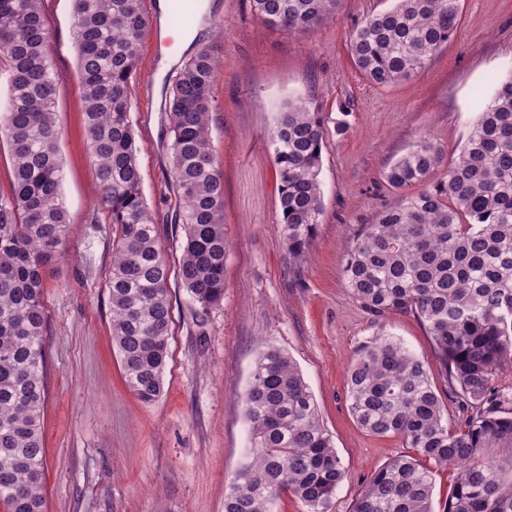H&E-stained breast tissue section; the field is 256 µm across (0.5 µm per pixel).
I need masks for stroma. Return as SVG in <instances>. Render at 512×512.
Here are the masks:
<instances>
[{"label":"stroma","mask_w":512,"mask_h":512,"mask_svg":"<svg viewBox=\"0 0 512 512\" xmlns=\"http://www.w3.org/2000/svg\"><path fill=\"white\" fill-rule=\"evenodd\" d=\"M206 4L212 20L198 28L201 42L212 41L214 27L224 29V69L210 114L229 242L224 299L203 311L170 282L163 390L145 404L126 384L112 343L107 283L115 227L96 202L71 4L44 0L57 56L68 214L66 246L43 271L47 512H224L228 483L250 446L242 397L266 344L297 364L346 468L329 512H350L375 470L405 451L400 437L367 433L349 410L346 366L378 331L424 359L450 429L466 417L448 395L424 323L410 313L373 316L347 291L343 266L361 225L400 197L385 179L389 166L425 139L443 152L431 176L442 180L476 118V91L492 96L491 78L512 72V0H460L447 45L410 80L390 87L367 84L349 55L354 25L384 9L385 0H340L335 15L306 33L264 26L250 0ZM181 56L177 43L156 52L143 47L130 84L143 192L173 266L181 254V208L170 184L165 97ZM310 95L326 128L323 211L296 261L281 234L267 132L285 102Z\"/></svg>","instance_id":"1"}]
</instances>
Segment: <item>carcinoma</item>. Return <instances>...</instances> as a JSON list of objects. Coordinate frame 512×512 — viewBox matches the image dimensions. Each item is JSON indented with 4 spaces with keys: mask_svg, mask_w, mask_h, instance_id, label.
I'll list each match as a JSON object with an SVG mask.
<instances>
[{
    "mask_svg": "<svg viewBox=\"0 0 512 512\" xmlns=\"http://www.w3.org/2000/svg\"><path fill=\"white\" fill-rule=\"evenodd\" d=\"M72 36L98 204L116 228L108 276L112 340L129 388L152 403L163 388L172 322L169 263L158 246L136 158L129 84L150 18L143 0H71ZM339 0H252L265 24L306 32ZM459 0H392L354 30L350 55L369 83L409 80L447 42ZM224 61L204 45L182 61L166 103L172 181L183 200L178 277L201 309L224 299V181L210 113ZM0 142L14 172L0 196V502L46 512L41 419L47 394L42 268L61 254L67 214L60 187L56 73L43 0H0ZM279 175L282 236L295 260L323 209L325 127L312 102H289L269 131ZM442 151L419 140L386 172L395 189L426 183ZM346 288L375 316L411 312L426 325L449 391L470 408L448 428L424 361L384 332L347 371L350 411L408 454L388 459L352 512H435V476L452 477L442 512H512V401L492 382L512 366V74L498 79L445 177L404 194L361 229L344 267ZM243 405L246 459L224 512H272L285 491L305 512H328L346 469L292 358L258 354Z\"/></svg>",
    "mask_w": 512,
    "mask_h": 512,
    "instance_id": "carcinoma-1",
    "label": "carcinoma"
}]
</instances>
